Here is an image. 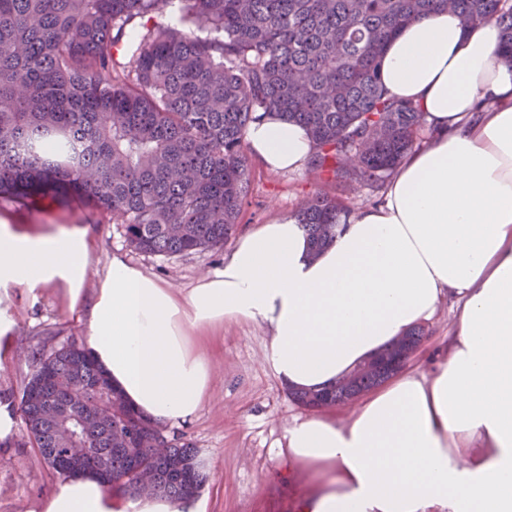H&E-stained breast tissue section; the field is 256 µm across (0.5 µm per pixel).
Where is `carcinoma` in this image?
<instances>
[{
  "instance_id": "1",
  "label": "carcinoma",
  "mask_w": 512,
  "mask_h": 512,
  "mask_svg": "<svg viewBox=\"0 0 512 512\" xmlns=\"http://www.w3.org/2000/svg\"><path fill=\"white\" fill-rule=\"evenodd\" d=\"M448 7L466 26L496 21L512 53V0H0V198L72 192L92 208L86 222L123 225L142 253L221 247L248 196L245 131L270 112L307 128L310 166L336 187L383 182L427 124L416 105L388 96L383 52L404 25ZM352 214L317 191L293 217L318 250ZM30 359L16 413L59 476L94 474L131 497L112 479L145 465L177 508L199 496L208 476L196 448L175 436L163 457L141 443L131 452L123 434L160 429L128 405L112 420L67 423L89 448L73 462L55 408L74 414L119 391L76 344L38 345ZM391 376L382 362L368 378L288 396L334 406Z\"/></svg>"
}]
</instances>
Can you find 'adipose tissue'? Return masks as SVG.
Masks as SVG:
<instances>
[{"label": "adipose tissue", "instance_id": "1", "mask_svg": "<svg viewBox=\"0 0 512 512\" xmlns=\"http://www.w3.org/2000/svg\"><path fill=\"white\" fill-rule=\"evenodd\" d=\"M380 73L390 97L425 112L432 138L401 160L384 202L322 249L295 219L259 224L183 294L116 251L86 297L85 228L1 223L0 286L66 288L112 385L170 424L209 393L194 332L227 320L264 328L276 378L320 389L455 296L448 355L431 376H397L342 423L294 418L288 458L316 478L304 512H512V58L495 22L466 27L442 10L400 30ZM245 142L273 171L304 168L314 149L304 126L274 114L251 123ZM45 512L176 510L162 497L112 500L84 477L64 482Z\"/></svg>", "mask_w": 512, "mask_h": 512}]
</instances>
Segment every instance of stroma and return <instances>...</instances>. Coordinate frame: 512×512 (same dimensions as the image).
<instances>
[{"instance_id":"1","label":"stroma","mask_w":512,"mask_h":512,"mask_svg":"<svg viewBox=\"0 0 512 512\" xmlns=\"http://www.w3.org/2000/svg\"><path fill=\"white\" fill-rule=\"evenodd\" d=\"M249 170L250 189L238 224L242 230L291 215L315 191H336L333 182L308 168L272 171L253 159ZM86 212L84 202L74 195L34 202L0 200V219L30 233L56 224L81 223ZM89 230L95 239L90 283L85 287L89 294L118 250L146 273L183 292L205 271L219 266L234 247L229 241L219 248L162 257L129 250L121 225L93 224ZM0 309L15 320L10 335L0 338L1 394L19 396L33 371L28 359L31 347L81 344L89 333L87 323L72 313L70 299L61 288L35 292L22 286L0 288ZM455 321L454 307L450 300H443L424 325L426 338L409 372L428 373L446 356ZM268 343L261 327L243 321L225 323L223 334L212 337L203 350L213 370L206 401L192 420L166 427L167 433L197 448L209 473V482L197 499L203 512H302L314 489L310 470L288 460L284 433L304 410L263 363ZM61 483L21 429H14L9 441H0V512H43L44 501Z\"/></svg>"}]
</instances>
